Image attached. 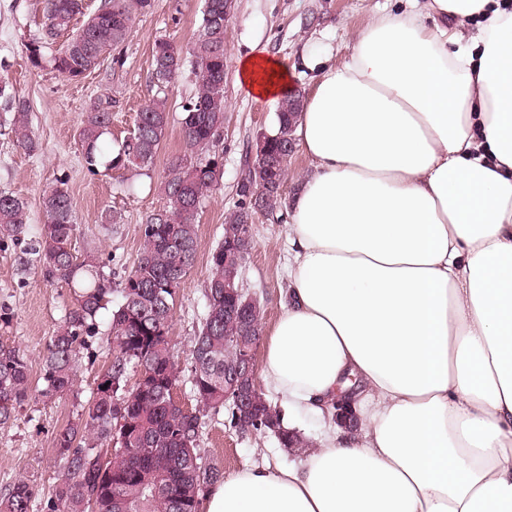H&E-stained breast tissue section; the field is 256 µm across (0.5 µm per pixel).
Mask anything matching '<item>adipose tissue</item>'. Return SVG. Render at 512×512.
<instances>
[{"instance_id": "ef3b65f1", "label": "adipose tissue", "mask_w": 512, "mask_h": 512, "mask_svg": "<svg viewBox=\"0 0 512 512\" xmlns=\"http://www.w3.org/2000/svg\"><path fill=\"white\" fill-rule=\"evenodd\" d=\"M254 100L293 91L265 51ZM295 135L288 305L265 343L286 412L356 427L253 467L207 512H512V0H400L323 71Z\"/></svg>"}]
</instances>
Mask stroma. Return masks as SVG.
I'll use <instances>...</instances> for the list:
<instances>
[{"label": "stroma", "instance_id": "obj_1", "mask_svg": "<svg viewBox=\"0 0 512 512\" xmlns=\"http://www.w3.org/2000/svg\"><path fill=\"white\" fill-rule=\"evenodd\" d=\"M44 6V0H0V75L8 76L16 97L28 102L38 144L37 152H28L0 128V191L26 203L27 234L34 237L45 222L44 192L65 181L78 225L76 251L96 252L117 280L137 258L141 225L168 204L161 183L169 159L186 152L182 106L195 91V77L191 69H182L169 87L168 131L147 169L102 165L96 173H88L82 165L80 122L96 97H111L112 123L101 139L104 158H111L113 147L133 130L142 105L157 92L151 78L154 41L163 38L189 48L203 0H152L147 13L136 15L131 36L119 49L122 67L107 59L79 81L67 80L52 68L55 46L44 45L42 67H32L28 60V45L40 32ZM396 7L395 0H236L225 33L224 132L214 146L223 158L224 177L220 188L202 200L196 263L178 288L174 304L170 345L181 369L174 398L184 409L196 407L190 383L191 350L206 309L209 256L225 213L238 200L237 184L255 157L257 138L275 123V102L254 100L239 87L238 58L257 48L265 50L288 67L295 89L305 95L318 76L308 65L311 58L341 63L376 12ZM109 213L116 215V223H102V215ZM289 223L285 210L256 215L252 226L256 246L241 273L244 290L260 302L267 330L286 304L292 257ZM20 252L17 244L0 246V308L9 314L8 321L0 320V347L24 351L33 389L14 418L0 424V491L26 480L34 512H49L59 483L54 437L75 421L114 354L106 336L111 312L105 309L98 315V333L81 354L71 393L52 401L42 399L36 388L41 384L46 344L72 307L73 293L64 284L46 282L37 269L19 272ZM200 452L206 463L226 476L254 465H295L304 456L302 449L281 447L272 433H241L219 420L204 428Z\"/></svg>", "mask_w": 512, "mask_h": 512}]
</instances>
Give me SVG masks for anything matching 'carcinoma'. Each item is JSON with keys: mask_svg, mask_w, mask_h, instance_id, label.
Masks as SVG:
<instances>
[{"mask_svg": "<svg viewBox=\"0 0 512 512\" xmlns=\"http://www.w3.org/2000/svg\"><path fill=\"white\" fill-rule=\"evenodd\" d=\"M152 0H102L100 7L80 27L84 0H45V22L40 37L28 47L32 66L43 64L41 47L67 32L69 36L53 57L54 68L69 80H78L98 67L107 54L129 38L136 13H144ZM234 0H204L201 22L192 46L184 53L171 42L158 39L153 47V82L158 92L138 113L135 128L108 162L113 168L141 170L150 166L169 125L166 89L189 65L195 76V93L183 105L182 130L190 154L168 162L162 182L168 199L165 209L148 217L140 227L141 247L130 272L112 288L111 274L97 256L76 254L72 200L60 181L42 197L46 220L41 233L18 256L25 271L35 265L49 283L72 288L74 303L50 338L43 363L39 395L47 400L71 391L86 338L96 331L100 310L111 302L107 336L117 352L79 422L59 431L56 448L63 461L60 483L51 512H112V497L126 503V512H197L199 492L217 481L216 467L198 453L202 418L225 412L230 425L241 433L270 432L285 448H297L295 433L280 426V411L262 388L239 407L224 401V371L238 360L235 337L246 329L262 336L261 306L244 292L233 301L224 296V281L239 271L224 266L233 245L245 261L255 248L249 219L257 211L273 214L283 207V185L294 148L292 130L303 100L285 95L276 107L275 129L261 135L266 157L255 159L241 182L258 190L239 193L241 200L224 217L222 234L211 253L206 283V311L191 351L193 411L183 409L173 390L180 371L170 346L177 289L193 268L198 248V215L202 199L223 177L220 156L209 153L224 129V29ZM0 112L9 114L8 131L18 144L33 152L37 142L29 127L27 101L14 96L7 78L0 76ZM112 99L99 98L87 107L80 140L86 169L100 165V138L111 121ZM29 215L18 197L0 191V244L21 239ZM145 371V385L128 387L131 373ZM29 365L19 349L0 348V424L7 423L16 405L29 396ZM111 449L103 458V448ZM170 478L180 492L158 488ZM32 492L20 479L0 496V512H31Z\"/></svg>", "mask_w": 512, "mask_h": 512, "instance_id": "cac0c4a2", "label": "carcinoma"}]
</instances>
